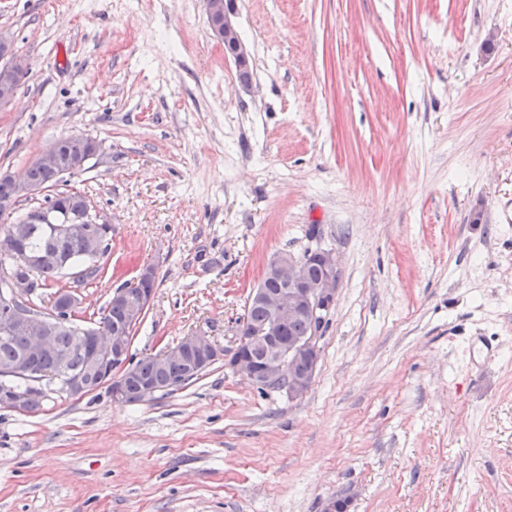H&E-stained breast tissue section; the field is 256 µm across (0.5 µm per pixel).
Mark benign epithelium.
<instances>
[{
	"instance_id": "7a95c632",
	"label": "benign epithelium",
	"mask_w": 512,
	"mask_h": 512,
	"mask_svg": "<svg viewBox=\"0 0 512 512\" xmlns=\"http://www.w3.org/2000/svg\"><path fill=\"white\" fill-rule=\"evenodd\" d=\"M210 27L214 36L224 45V55L234 60L241 85L250 84L249 54L240 34L231 20L224 0H206ZM29 71L27 59L18 54L11 36L0 30V105L10 102L18 87L17 79ZM71 143L70 157L84 165L102 156L101 145L83 135L68 137ZM68 159L59 152V141H53L40 152L33 163L44 167L49 181L59 182L72 173L67 166ZM0 178L13 184L25 196L42 195L50 188L34 186L27 182L25 173L0 172ZM41 224L52 225L51 247L40 256L34 257L17 242L16 236L0 241V263L6 276L0 283V308L9 317L11 330L24 334L28 339L26 358L13 366L3 368L0 373L26 382L22 388H13L0 393V410L17 413L29 412L30 391L42 389L47 377L31 373L27 360L54 350V336L58 327L71 324L69 317L60 312H75L82 304L78 290L67 288L63 296L52 297L50 307L36 309L35 305L18 300L17 276L30 274L38 261L57 262L67 266L60 258L58 240L81 239L94 255L101 254L112 225L102 212H87L75 218L63 215L54 208L44 209L39 220ZM317 264L322 272L312 279L308 267ZM268 275L277 279L278 288H255L248 297V304L261 305L269 312V321L247 336L238 338L232 351L219 347L205 331H198L186 337L176 346L155 355L160 369H166L173 361H186L183 379L194 378L219 359L224 365L245 380L260 386L285 391L290 399L304 397L312 387L315 370L320 357V340L329 316L336 305L339 286V265L336 253L330 248L310 249L300 257L288 254L271 258L265 267ZM155 294L153 288H143L128 299L127 290L117 288L111 299L129 304L131 323L150 306ZM304 318L309 328L305 335L292 339L282 338V331L288 322ZM89 352L84 369L60 379L62 393L79 400L86 395L105 388L114 399L122 395L125 380L135 374L129 365L130 337L119 333L105 334L93 325L89 327ZM304 361L308 369L298 371L294 364Z\"/></svg>"
}]
</instances>
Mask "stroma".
Returning <instances> with one entry per match:
<instances>
[{
  "label": "stroma",
  "mask_w": 512,
  "mask_h": 512,
  "mask_svg": "<svg viewBox=\"0 0 512 512\" xmlns=\"http://www.w3.org/2000/svg\"><path fill=\"white\" fill-rule=\"evenodd\" d=\"M227 6L246 87L205 0H0L30 62L0 171L100 143L59 188L112 219L86 313L156 269L138 358L233 347L273 255L333 249L313 386L220 361L137 404L47 384L0 410V512H512V0ZM210 27L214 36L224 45V55L231 57L238 70L241 85L250 84L249 54L240 34L231 20L224 0H206Z\"/></svg>",
  "instance_id": "stroma-1"
}]
</instances>
